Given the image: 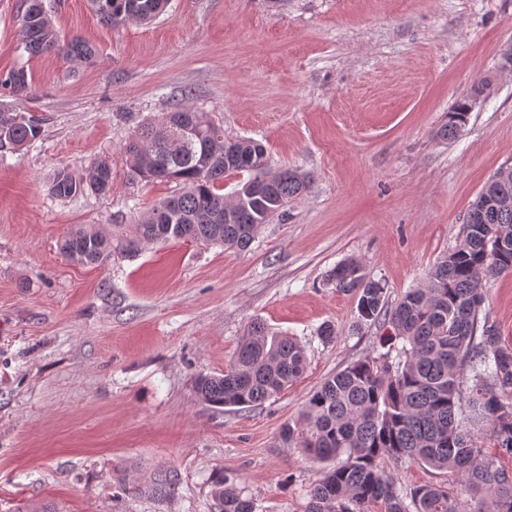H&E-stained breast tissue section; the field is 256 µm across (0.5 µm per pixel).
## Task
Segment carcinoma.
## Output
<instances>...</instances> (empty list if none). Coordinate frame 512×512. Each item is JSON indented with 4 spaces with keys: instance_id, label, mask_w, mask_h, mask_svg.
I'll use <instances>...</instances> for the list:
<instances>
[{
    "instance_id": "cac0c4a2",
    "label": "carcinoma",
    "mask_w": 512,
    "mask_h": 512,
    "mask_svg": "<svg viewBox=\"0 0 512 512\" xmlns=\"http://www.w3.org/2000/svg\"><path fill=\"white\" fill-rule=\"evenodd\" d=\"M170 0H90L106 26L150 24ZM24 49L31 57L61 53L88 63L90 43L61 39L43 0H24ZM11 92L29 89L26 70L0 82ZM480 79L470 98L448 112L437 131L443 139L465 127L471 99L486 92ZM33 119L0 110V151H21L39 136ZM127 176L148 183H174V194L157 201L133 225L126 250L144 244L190 241L247 249L261 227L300 195L308 177L274 169L266 147L247 137L230 138L207 112L181 101L159 120L140 125L124 145ZM248 174L234 197H224V177ZM112 163L95 160L86 173L57 171L53 197L68 200L112 189ZM61 251L80 264L102 266L112 239L83 227L67 234ZM512 271V170L489 181L470 204L460 243L442 257L419 288L395 303L384 286L369 280L361 265L346 260L328 274L336 289L358 298L359 319L391 333L381 347L403 341L397 358L380 352L327 378L305 402L298 418L281 429L288 442L313 459L343 457L309 491L307 512H512V467L487 452L512 456V346L502 342L489 315L487 281ZM306 348L295 337L251 323L233 362L218 374L196 377L197 399L211 408L260 406L304 372ZM417 463L454 476L466 498L441 484L413 488L385 474L388 464ZM219 512H255L251 498L224 479L214 482Z\"/></svg>"
}]
</instances>
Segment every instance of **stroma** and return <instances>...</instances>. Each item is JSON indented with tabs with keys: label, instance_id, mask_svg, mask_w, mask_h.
<instances>
[{
	"label": "stroma",
	"instance_id": "obj_1",
	"mask_svg": "<svg viewBox=\"0 0 512 512\" xmlns=\"http://www.w3.org/2000/svg\"><path fill=\"white\" fill-rule=\"evenodd\" d=\"M85 64L22 46L23 0H0V79L25 68L30 149L0 157V512H213L224 477L256 512H306L323 463L285 444L284 424L329 376L375 354L381 331L328 280L357 260L389 301L421 286L459 243L470 204L512 167V0H172L150 25L110 28L88 0H45ZM491 83L462 132L437 137L479 79ZM227 136L266 145L276 169L311 177L286 217L244 251L176 241L62 254L70 231L137 223L171 184L129 181L128 136L181 100ZM109 157L108 195L60 200L57 169ZM486 309L512 345V273ZM262 321L302 341L305 373L263 405L216 412L200 374L224 372ZM335 330L322 342V324ZM170 471L175 491L152 493Z\"/></svg>",
	"mask_w": 512,
	"mask_h": 512
}]
</instances>
